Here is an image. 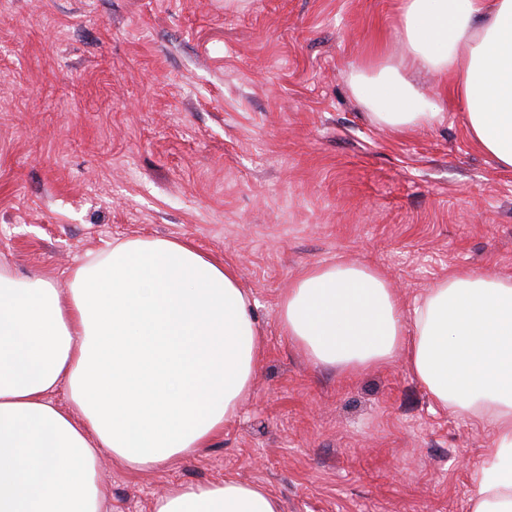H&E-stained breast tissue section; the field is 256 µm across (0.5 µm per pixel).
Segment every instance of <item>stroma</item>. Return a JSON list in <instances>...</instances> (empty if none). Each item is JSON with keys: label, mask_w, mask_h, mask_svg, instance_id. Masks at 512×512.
<instances>
[{"label": "stroma", "mask_w": 512, "mask_h": 512, "mask_svg": "<svg viewBox=\"0 0 512 512\" xmlns=\"http://www.w3.org/2000/svg\"><path fill=\"white\" fill-rule=\"evenodd\" d=\"M400 0H0V264L59 288L90 251L168 237L229 260L264 344L224 433L133 473L103 512L171 486L259 483L282 512H471L491 431L435 407L403 358L356 374L283 336L282 293L339 260L405 316L448 272L512 276V174L439 124L378 125L349 74L396 55Z\"/></svg>", "instance_id": "35a3bbf8"}]
</instances>
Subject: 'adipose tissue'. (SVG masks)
<instances>
[{
    "label": "adipose tissue",
    "mask_w": 512,
    "mask_h": 512,
    "mask_svg": "<svg viewBox=\"0 0 512 512\" xmlns=\"http://www.w3.org/2000/svg\"><path fill=\"white\" fill-rule=\"evenodd\" d=\"M398 59L357 65L355 93L398 132L440 122L415 73L451 78L472 142L512 171V0H401ZM313 363L356 374L404 356L434 403L493 433L471 512H512V277L451 271L405 318L375 267L302 270L279 304ZM263 336L234 266L185 241L91 253L68 297L0 265V512H102L97 460L131 470L206 447L250 392ZM66 387L72 410L49 399ZM155 512H281L233 478L176 485Z\"/></svg>",
    "instance_id": "obj_1"
}]
</instances>
